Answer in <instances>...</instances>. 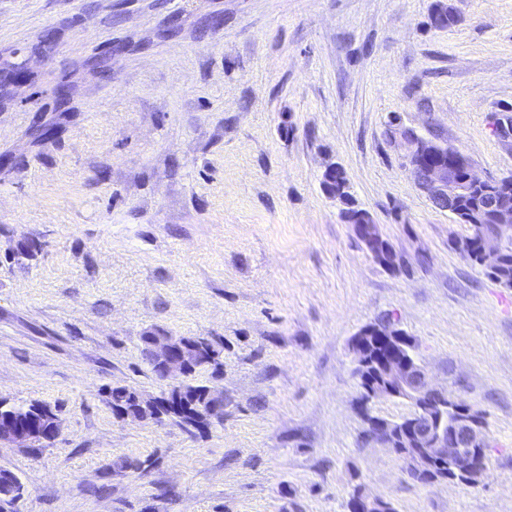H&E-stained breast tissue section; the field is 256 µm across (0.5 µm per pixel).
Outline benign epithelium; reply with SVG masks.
Here are the masks:
<instances>
[{
  "label": "benign epithelium",
  "instance_id": "benign-epithelium-1",
  "mask_svg": "<svg viewBox=\"0 0 512 512\" xmlns=\"http://www.w3.org/2000/svg\"><path fill=\"white\" fill-rule=\"evenodd\" d=\"M388 136L403 150L418 190L438 210L452 211L464 195L489 181L474 170L460 150L418 135L398 118L390 119ZM496 136L512 142L511 114L505 112L497 118ZM460 165L464 176L457 179L452 168ZM489 210L491 222L479 225L484 243L480 264L493 271L501 264L503 244L512 240V206L494 203ZM352 229L371 256L389 259V269L398 271L406 265L404 257L384 243L370 216H362ZM147 341L162 360V379L170 387L180 386L189 371L183 344L157 332L148 334ZM410 346V338L396 326L384 334L369 325L354 338L356 371L363 374L366 383L363 404L397 398L411 407V412L399 420L365 414V436L397 450L407 475L414 480L476 484L487 468L488 440L481 415L436 387L417 359L407 355ZM208 391L211 401L206 415L220 421L224 417V391L214 386ZM2 443L30 448L36 441L26 432L0 430ZM351 512H388V508L385 501L361 494Z\"/></svg>",
  "mask_w": 512,
  "mask_h": 512
}]
</instances>
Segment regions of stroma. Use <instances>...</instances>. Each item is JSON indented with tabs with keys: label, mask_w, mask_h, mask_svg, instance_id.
<instances>
[{
	"label": "stroma",
	"mask_w": 512,
	"mask_h": 512,
	"mask_svg": "<svg viewBox=\"0 0 512 512\" xmlns=\"http://www.w3.org/2000/svg\"><path fill=\"white\" fill-rule=\"evenodd\" d=\"M449 2L460 21L438 29L434 0H0V398L60 421L0 446L18 512H347L357 489L395 512H512V288L450 249L468 225L387 136L395 114L512 172L492 130L512 0ZM332 163L403 271L342 221ZM386 317L483 414L478 484L415 482L364 440L351 343ZM154 329L223 346L195 377L223 387V422L114 415L112 388L167 389L141 354Z\"/></svg>",
	"instance_id": "stroma-1"
}]
</instances>
